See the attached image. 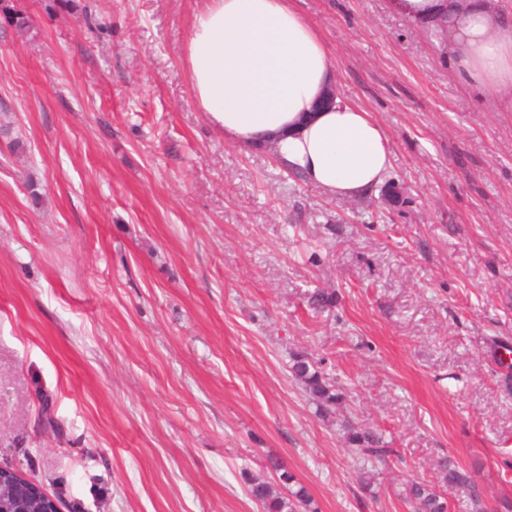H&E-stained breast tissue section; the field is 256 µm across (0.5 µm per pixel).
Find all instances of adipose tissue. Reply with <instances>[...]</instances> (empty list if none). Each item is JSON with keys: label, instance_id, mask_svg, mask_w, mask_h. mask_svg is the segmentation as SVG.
<instances>
[{"label": "adipose tissue", "instance_id": "ef3b65f1", "mask_svg": "<svg viewBox=\"0 0 512 512\" xmlns=\"http://www.w3.org/2000/svg\"><path fill=\"white\" fill-rule=\"evenodd\" d=\"M447 46L471 85L512 112V21L488 0H394ZM193 104L226 142L270 151L328 195L357 198L393 169L382 125L335 96L321 30L296 0H204L183 50Z\"/></svg>", "mask_w": 512, "mask_h": 512}]
</instances>
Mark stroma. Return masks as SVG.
Instances as JSON below:
<instances>
[{
  "mask_svg": "<svg viewBox=\"0 0 512 512\" xmlns=\"http://www.w3.org/2000/svg\"><path fill=\"white\" fill-rule=\"evenodd\" d=\"M5 2L0 466L62 512H260L270 455L320 512H408L443 455L512 497V112L390 0H299L402 191L332 198L194 108L198 0ZM298 350L399 448L372 491Z\"/></svg>",
  "mask_w": 512,
  "mask_h": 512,
  "instance_id": "35a3bbf8",
  "label": "stroma"
}]
</instances>
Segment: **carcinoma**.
Masks as SVG:
<instances>
[{"mask_svg":"<svg viewBox=\"0 0 512 512\" xmlns=\"http://www.w3.org/2000/svg\"><path fill=\"white\" fill-rule=\"evenodd\" d=\"M289 370L302 385L305 394L316 404L319 416L336 427L349 451L360 465L358 478L360 486L368 490L371 482L366 478L367 467L387 466L390 461L402 460L395 448L388 446L382 435L365 428L347 416L337 415V405L345 394L336 387V382L328 377L324 368L318 366L307 353L296 351L291 354ZM266 468L278 478V482L251 479L248 481V494L260 507V512H318V508L307 488L286 464L277 456L266 459ZM441 483L417 478L407 481L400 496L411 512H449L448 495L460 493L469 501L471 512H512V501L506 498L496 501L488 508L483 492L473 477L464 468L443 458L438 463Z\"/></svg>","mask_w":512,"mask_h":512,"instance_id":"obj_1","label":"carcinoma"}]
</instances>
